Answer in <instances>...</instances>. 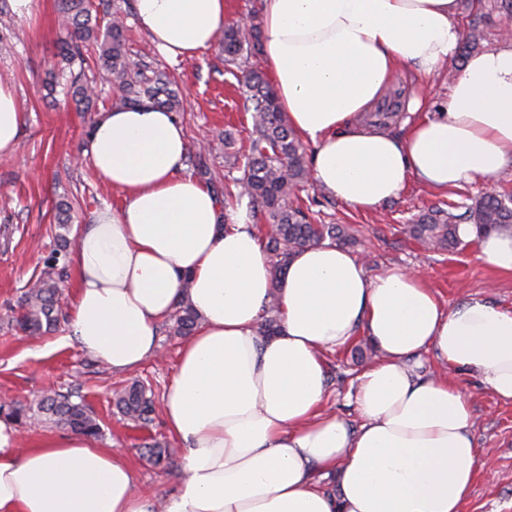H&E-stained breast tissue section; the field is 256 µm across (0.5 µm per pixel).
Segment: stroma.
<instances>
[{
    "label": "stroma",
    "mask_w": 512,
    "mask_h": 512,
    "mask_svg": "<svg viewBox=\"0 0 512 512\" xmlns=\"http://www.w3.org/2000/svg\"><path fill=\"white\" fill-rule=\"evenodd\" d=\"M474 19L484 29L483 48L502 44L506 15L501 0H461V26ZM62 36L58 0H35L31 16L24 19L10 10L0 14V41L7 45L0 51V80L14 87L23 112L14 152L0 156V401L23 403L50 387L80 389L101 421L99 445L126 457L139 485L167 493L181 479L182 447L172 440L162 412H155L148 428L139 429L122 419L111 396L113 388L133 379L163 396L184 337L160 334V357L116 373L69 338L67 326L35 339L10 325L28 283L40 275L44 258L57 245L61 204L70 205V227L76 231L91 223L98 210L119 207L122 200L120 192L104 184L80 159L96 113L76 111L63 93L52 94L46 88ZM165 69L183 90L178 119L190 149L204 148L216 177H223L231 153L247 146L252 130L251 118L242 110L244 89L238 77L226 70L216 43L193 59L166 63ZM415 86L411 71H398L386 95L374 104V111L389 115L387 131H402L405 106ZM492 187L512 192V163L492 180L479 179L448 191L411 181L397 197L373 211L357 210L314 185L305 186L299 197L314 223L358 229L359 242L351 252L368 274L394 267L417 270L445 307L480 297L512 310V273L489 270L478 257L476 241H465L447 252H429L402 231L420 213L457 212ZM324 361L329 389L326 411L358 426L352 397L364 362L356 359L349 345L327 353ZM454 380L469 398L477 445L484 450L462 512H512V402L495 398L472 375L458 373ZM150 437L172 448L167 469L153 467L142 457L140 446Z\"/></svg>",
    "instance_id": "obj_1"
}]
</instances>
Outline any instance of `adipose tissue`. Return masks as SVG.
<instances>
[{
	"instance_id": "obj_1",
	"label": "adipose tissue",
	"mask_w": 512,
	"mask_h": 512,
	"mask_svg": "<svg viewBox=\"0 0 512 512\" xmlns=\"http://www.w3.org/2000/svg\"><path fill=\"white\" fill-rule=\"evenodd\" d=\"M139 27L171 62L210 46L224 0H135ZM459 0H263L261 53L280 112L312 148L314 182L374 210L410 179L457 188L512 161V44L468 59L445 112L396 135L360 123L399 65L436 75L461 38ZM22 114L0 81V155ZM189 144L173 113L146 101L96 119L82 158L122 193L81 225L69 331L115 371L158 350L178 302L200 324L163 398L183 447V478L164 498L136 488L132 465L81 434L27 450L0 420V512H461L480 450L470 402L445 375L421 374L430 353L474 372L512 401V311L484 299L442 304L417 271L368 276L343 248L297 252L274 282L249 224L187 174ZM479 258L512 272V234L476 236ZM278 298L281 332L260 335ZM364 334L381 354L356 378L351 428L324 409V353Z\"/></svg>"
}]
</instances>
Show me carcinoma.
Returning a JSON list of instances; mask_svg holds the SVG:
<instances>
[{
	"label": "carcinoma",
	"instance_id": "cac0c4a2",
	"mask_svg": "<svg viewBox=\"0 0 512 512\" xmlns=\"http://www.w3.org/2000/svg\"><path fill=\"white\" fill-rule=\"evenodd\" d=\"M109 16L101 25L92 15V0H58L61 27L65 38L61 41V62L71 67L84 65L86 56L94 55L95 63L107 73L113 87V100L122 106H135L148 99L168 112L181 111L180 94L174 88L170 75L147 54H133L128 49V28L123 19L128 0H99ZM224 46V65L242 74L248 94L243 110L250 114L252 132L247 148L234 156L233 168L240 176L232 178V185L219 187L213 175L210 158L201 149L190 151L186 165L200 181L211 187L224 200L248 199L253 214H264L269 223L258 229L266 240L273 279L281 281L294 254L305 248L322 245L329 240L338 245L356 242L355 230L348 224H314L304 209L295 204L300 187L309 182V168L301 142L284 121L273 93L261 73L249 59L260 53L261 31L256 24L232 25L220 33ZM484 40V31L471 22L465 48L478 50ZM76 109L92 111L98 100L93 82L78 73L63 85ZM472 224L477 235L490 231L512 233V194L491 192L465 206L461 214L438 211L423 214L406 225L405 232L425 249L447 251L462 243L458 228ZM71 241L60 236L56 249L44 260L40 278L27 292L16 318V326L32 336L51 332L59 324L60 289L56 268L66 259ZM261 336L270 338L279 334L278 310L272 304L263 310ZM172 333L190 336L198 325L199 316L187 303H180L173 315ZM116 406L140 427L148 426L155 411L153 397L147 388L135 381L115 390ZM0 415L17 423L69 427L88 437L101 435L96 413L77 390L49 391L29 403L0 407ZM150 461L157 467L170 463L169 448L157 440L143 444Z\"/></svg>",
	"mask_w": 512,
	"mask_h": 512
}]
</instances>
